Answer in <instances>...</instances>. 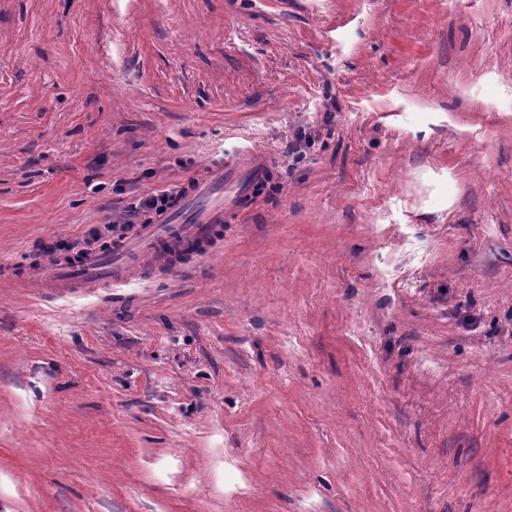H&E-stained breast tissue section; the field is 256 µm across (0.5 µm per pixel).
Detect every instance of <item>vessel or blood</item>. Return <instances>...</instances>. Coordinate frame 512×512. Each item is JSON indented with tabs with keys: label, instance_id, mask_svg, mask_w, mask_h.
Returning <instances> with one entry per match:
<instances>
[{
	"label": "vessel or blood",
	"instance_id": "obj_1",
	"mask_svg": "<svg viewBox=\"0 0 512 512\" xmlns=\"http://www.w3.org/2000/svg\"><path fill=\"white\" fill-rule=\"evenodd\" d=\"M266 167L264 158L250 152L210 166L190 181L168 212L141 226L131 241L51 261L30 269L26 279L62 296L101 286L132 288L148 274L173 273L172 257L201 255L218 224L236 212L243 196L264 178Z\"/></svg>",
	"mask_w": 512,
	"mask_h": 512
}]
</instances>
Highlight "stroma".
Instances as JSON below:
<instances>
[{
  "label": "stroma",
  "instance_id": "stroma-1",
  "mask_svg": "<svg viewBox=\"0 0 512 512\" xmlns=\"http://www.w3.org/2000/svg\"><path fill=\"white\" fill-rule=\"evenodd\" d=\"M144 288L18 283L243 149ZM0 512H512V0H0Z\"/></svg>",
  "mask_w": 512,
  "mask_h": 512
}]
</instances>
